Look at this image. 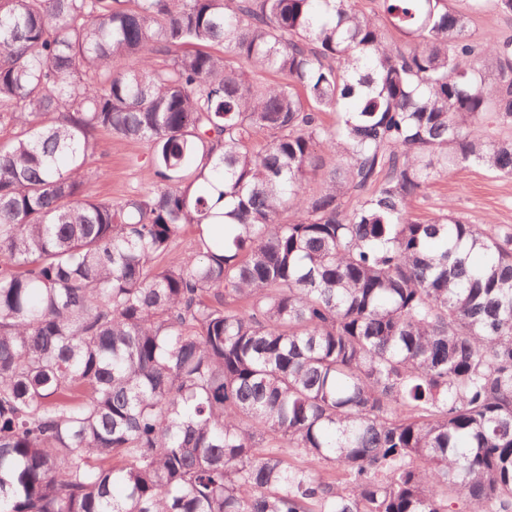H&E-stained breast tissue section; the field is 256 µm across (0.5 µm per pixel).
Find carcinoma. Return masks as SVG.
<instances>
[{
    "label": "carcinoma",
    "instance_id": "1",
    "mask_svg": "<svg viewBox=\"0 0 512 512\" xmlns=\"http://www.w3.org/2000/svg\"><path fill=\"white\" fill-rule=\"evenodd\" d=\"M487 9L0 0V512H512V226L415 214L512 177ZM148 149L143 144H118L104 136L99 140L94 168L103 173L93 183L97 194L119 201L145 186V160Z\"/></svg>",
    "mask_w": 512,
    "mask_h": 512
}]
</instances>
